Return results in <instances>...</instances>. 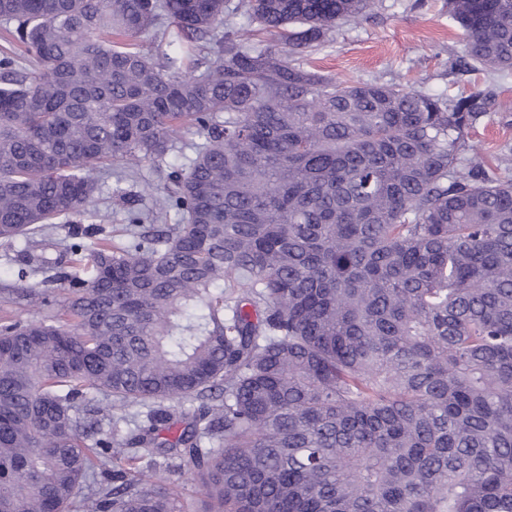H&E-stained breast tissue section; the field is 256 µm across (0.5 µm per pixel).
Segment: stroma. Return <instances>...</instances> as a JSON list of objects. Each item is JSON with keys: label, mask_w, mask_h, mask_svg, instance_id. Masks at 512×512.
I'll return each mask as SVG.
<instances>
[{"label": "stroma", "mask_w": 512, "mask_h": 512, "mask_svg": "<svg viewBox=\"0 0 512 512\" xmlns=\"http://www.w3.org/2000/svg\"><path fill=\"white\" fill-rule=\"evenodd\" d=\"M461 44L462 30L449 16L447 0H377L371 14L336 29L324 43L304 53L300 62L338 81L394 80L445 99L491 85L499 101H512V73L463 71L457 63ZM507 142L512 143V120L501 112L489 113L469 134L475 153L491 164ZM97 180L95 204L108 215L103 229L124 240L127 208L151 209L154 201L142 188L158 177L146 163L127 177L101 173ZM81 240L80 225L61 220L45 232L0 245V319L40 321L60 312L68 296L64 288L58 289L49 306L13 301L6 290L15 281L13 258L22 251L31 259L52 261L63 248Z\"/></svg>", "instance_id": "1"}]
</instances>
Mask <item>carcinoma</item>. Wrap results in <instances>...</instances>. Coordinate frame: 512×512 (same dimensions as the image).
Masks as SVG:
<instances>
[{"label": "carcinoma", "instance_id": "carcinoma-1", "mask_svg": "<svg viewBox=\"0 0 512 512\" xmlns=\"http://www.w3.org/2000/svg\"><path fill=\"white\" fill-rule=\"evenodd\" d=\"M373 6L0 0L39 64L0 57V241L62 216L90 241L53 262L69 320L0 326V512H195L153 474L185 458L208 512H512V145L467 156L509 108L301 66ZM448 13L463 67L512 72V0ZM143 163L158 198L115 244L94 169ZM91 392L140 420L91 440Z\"/></svg>", "mask_w": 512, "mask_h": 512}]
</instances>
